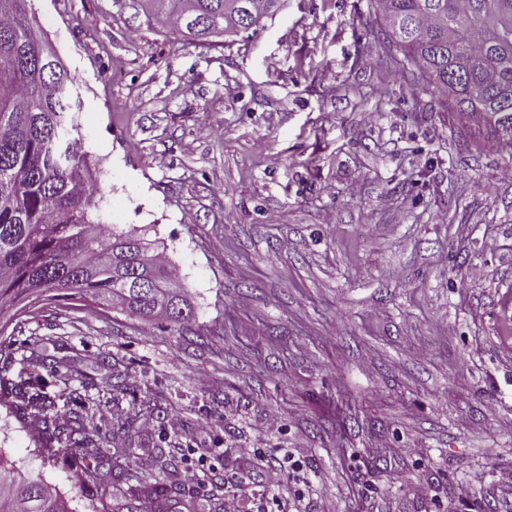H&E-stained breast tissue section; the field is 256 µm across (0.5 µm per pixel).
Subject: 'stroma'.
<instances>
[{"instance_id":"obj_1","label":"stroma","mask_w":512,"mask_h":512,"mask_svg":"<svg viewBox=\"0 0 512 512\" xmlns=\"http://www.w3.org/2000/svg\"><path fill=\"white\" fill-rule=\"evenodd\" d=\"M31 10L77 79L104 221L145 230L195 316L179 335L69 299L9 325L54 357L45 391L57 414L84 408L101 475L77 480L84 449L48 459L2 408L0 457L72 512H120L122 412L132 478L166 483L139 460L173 449L197 512L228 491L243 512H512L496 480L512 469V156L460 150L461 121L401 79L369 0H284L205 42L147 0ZM288 456L301 480L264 495Z\"/></svg>"}]
</instances>
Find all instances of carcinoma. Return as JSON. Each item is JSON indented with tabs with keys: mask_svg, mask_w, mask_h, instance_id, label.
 Listing matches in <instances>:
<instances>
[{
	"mask_svg": "<svg viewBox=\"0 0 512 512\" xmlns=\"http://www.w3.org/2000/svg\"><path fill=\"white\" fill-rule=\"evenodd\" d=\"M155 19L194 37L237 34L272 17L281 0H157ZM31 0H0V318L32 316L36 305L80 298L119 306L146 322L159 314L178 332L194 310L184 289L178 308L156 309L151 280L174 269L149 252L144 237L114 224L103 227L100 193L82 149L72 92L73 76L47 62L32 27ZM385 36L438 96L447 112H480L482 127L467 130L462 145L484 133L512 157V0H376ZM16 349L0 340V405L41 413L38 441L49 456L58 446L94 444L82 415L67 422L51 413L47 397L11 376ZM167 487L130 485L123 508L142 512L150 501L164 509L188 490L172 456L160 452ZM0 512H72L59 492L14 471L0 458Z\"/></svg>",
	"mask_w": 512,
	"mask_h": 512,
	"instance_id": "cac0c4a2",
	"label": "carcinoma"
}]
</instances>
